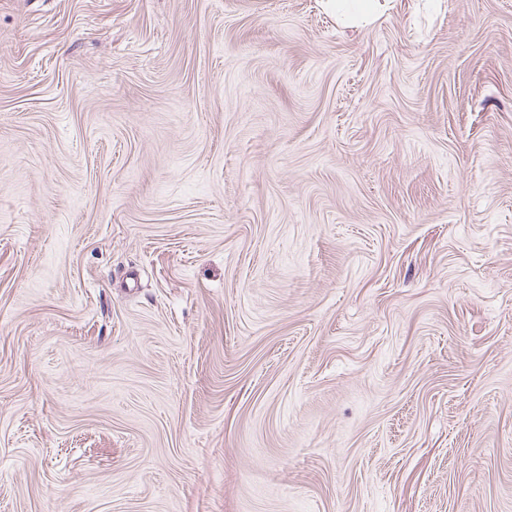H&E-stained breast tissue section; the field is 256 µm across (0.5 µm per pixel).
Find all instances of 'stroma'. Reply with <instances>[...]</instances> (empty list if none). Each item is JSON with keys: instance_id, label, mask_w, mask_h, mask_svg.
I'll return each instance as SVG.
<instances>
[{"instance_id": "obj_1", "label": "stroma", "mask_w": 512, "mask_h": 512, "mask_svg": "<svg viewBox=\"0 0 512 512\" xmlns=\"http://www.w3.org/2000/svg\"><path fill=\"white\" fill-rule=\"evenodd\" d=\"M0 512H512V0H0ZM374 1L375 0H326V3L335 10L345 8L346 11H349L352 9V14L349 15L350 18L367 22L369 18H373L374 16ZM345 5L349 7L346 8Z\"/></svg>"}]
</instances>
